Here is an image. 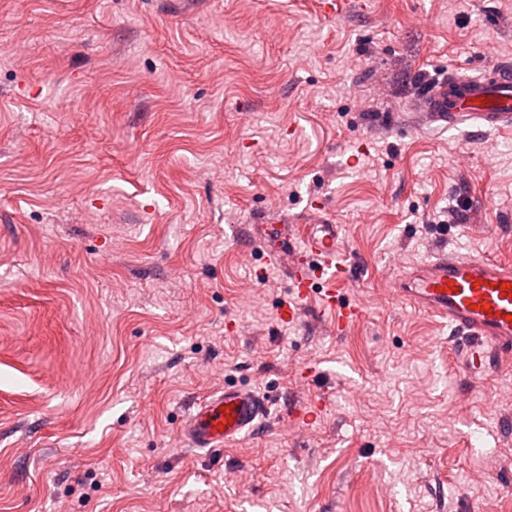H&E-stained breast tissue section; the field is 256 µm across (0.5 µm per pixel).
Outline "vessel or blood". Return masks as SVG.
<instances>
[{"mask_svg": "<svg viewBox=\"0 0 512 512\" xmlns=\"http://www.w3.org/2000/svg\"><path fill=\"white\" fill-rule=\"evenodd\" d=\"M419 107L430 120L449 128L468 123L512 132V66L493 64L476 77L445 73L425 86ZM265 230L276 242L273 260L288 271L294 303L283 308L284 317L295 318L298 303L317 293L323 307L335 313L337 333L362 319L364 308L345 301L334 288L350 275L336 260L339 225L316 224L299 231L269 224ZM504 283L509 286L505 292L500 289ZM398 292L465 340L472 373L485 372L494 358L512 360L511 264L441 251L405 273ZM269 407V400L252 389L228 386L197 402L181 431L197 448L232 447L255 429Z\"/></svg>", "mask_w": 512, "mask_h": 512, "instance_id": "obj_1", "label": "vessel or blood"}]
</instances>
